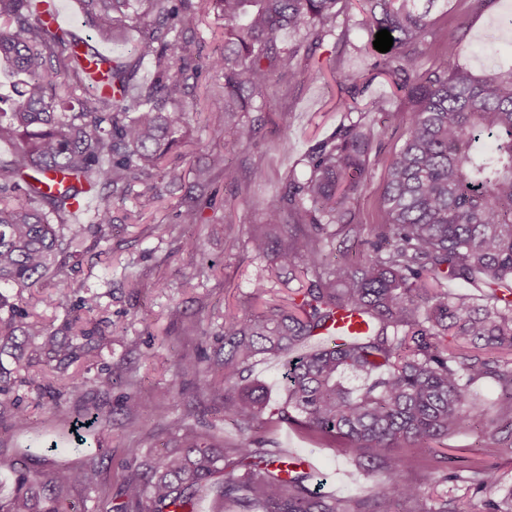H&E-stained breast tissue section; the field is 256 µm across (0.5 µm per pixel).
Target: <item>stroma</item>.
I'll return each mask as SVG.
<instances>
[{"instance_id": "1", "label": "stroma", "mask_w": 512, "mask_h": 512, "mask_svg": "<svg viewBox=\"0 0 512 512\" xmlns=\"http://www.w3.org/2000/svg\"><path fill=\"white\" fill-rule=\"evenodd\" d=\"M60 7L74 35L112 56L127 55L138 39L133 31L124 43L96 41L94 23L84 14L81 0H61ZM431 17L436 36L421 46L424 66L437 62L441 39L460 18L464 21L458 44L460 66L476 76L512 67V0H438ZM359 18L356 6L347 5L339 17V34L325 37L313 55L300 57V66L322 72L320 82L282 78L270 87L261 114L262 135L235 156L234 163L244 177L252 168L262 167L271 174V181L236 195L223 177H214L200 200L202 223L187 225L178 223L177 215L194 191L193 170L224 148V114L213 104L224 92V77L207 65L209 56L222 46L224 21L211 14L199 25L198 75L190 80L187 95L199 115L186 129L182 156L169 159L171 177L165 179L158 199L145 203L130 198L113 208L109 238L86 241L82 256L71 260L66 269L79 296L98 301L91 315L101 329L95 337L96 357L71 366L85 378V385L70 388L67 374L49 371L45 359L17 362L9 354L0 355V363L10 369L13 380L8 399L27 416L20 425L9 420L0 423V498L13 491L15 467L22 465L33 472L42 468L45 448L51 442L60 449L56 463L80 467L91 457L99 463L96 489L76 487L69 493L78 512H113L129 463L126 449L136 447L147 456L162 453L174 434L175 421L194 424L203 419L213 424L216 435L227 444L239 442L234 427L223 419L221 402L197 389L196 376L178 374L174 362L181 356H197L201 348H213L225 315L248 309L253 279L264 265L244 246L248 226L262 222L264 200L277 192L298 160L344 120L338 104L349 97L350 90L337 86L329 71L341 67L368 80L360 103L380 99L390 109L410 108L403 94L394 92L383 77L374 76L368 37L358 25ZM405 137L404 127L392 126L375 139L372 177L356 205L358 222H378L385 162ZM284 141L289 142V151H281ZM224 222L232 227L230 235L213 234V225ZM188 237L196 240V251L185 248ZM203 266L208 267V275H199ZM54 289L55 281L49 278L27 289L24 297L35 319L56 329L70 319L72 305L48 304ZM37 373L45 374L46 391L30 386L29 377ZM115 375L122 380L120 386L106 393L96 391L95 381ZM144 394L151 395L152 404L138 415L136 425H129L120 408L128 398ZM480 394L490 417L473 431L451 435L432 448L402 449L405 455L429 460V467L417 465L409 471L422 482L427 499L452 497L464 502L468 512H480L478 496L467 484L440 482L444 470L486 464L494 467L505 486H512V447L492 442L498 428L494 416L500 390L490 382L481 387ZM86 400L107 404L117 413L112 422L89 434L86 450L74 451L69 447L71 423L59 417L56 408L75 409ZM278 437L285 448L312 463L325 490L350 497L370 488V481L349 456L333 448L314 447L286 426Z\"/></svg>"}]
</instances>
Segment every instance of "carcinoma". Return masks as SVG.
Wrapping results in <instances>:
<instances>
[{
  "mask_svg": "<svg viewBox=\"0 0 512 512\" xmlns=\"http://www.w3.org/2000/svg\"><path fill=\"white\" fill-rule=\"evenodd\" d=\"M100 21L96 35L114 43L135 29L130 55L101 71L100 91L78 94L72 78L91 81L90 62L71 34L31 22L29 0H0V74L11 93L0 94V143L13 147L0 159V284L32 288L58 276L51 304L76 292L62 273L82 238L106 237L114 205L131 194L154 200L169 174L166 161L181 144L196 109L186 100L196 75L194 30L211 9L224 19V47L209 67L224 74V150L195 174L205 187L212 176L237 190L266 180L259 168L240 181L233 156L254 143L274 77L319 78L298 66L333 34L344 0H82ZM374 36L389 30L393 46L374 54L373 70L414 102L410 111L344 101L346 121L312 146L300 163L303 178L289 175L264 206V223L250 225L246 246L271 267L303 273L305 285L288 303L268 298V279L256 276L257 307L224 321L223 351L201 366L180 357L179 373L200 374V391L221 400L224 421L239 433L228 447L197 425L176 426L165 452L139 461L122 476L116 512H195L201 492L219 496L216 512H461L452 498L432 504L407 477L397 449L464 431L484 414L474 386L494 381L506 437L512 440V68L481 77L456 64V40L442 43L439 63L424 67L417 44L432 34L420 0H359ZM288 29L307 30L306 43L280 44ZM152 77H140L143 66ZM406 126L400 149L385 164L380 221L356 222L354 204L371 177L375 121ZM140 191H135V188ZM479 282L480 298L444 287L445 281ZM97 307L79 300L71 334L31 319L21 294L0 293V352L33 359L53 352L55 369L94 357L92 330L83 316ZM356 312L369 330L336 347L321 331L341 312ZM284 358L286 399L268 409L263 384L251 378L265 358ZM366 383L350 389L344 374ZM57 412L81 430L112 421V409L88 402L74 414ZM294 427L309 440L361 461L382 479L353 499L313 485L314 470L273 437ZM474 479L454 469L444 481L469 483L482 512H512V487L483 465ZM97 469L53 465L15 472L0 512H69L66 492L97 486Z\"/></svg>",
  "mask_w": 512,
  "mask_h": 512,
  "instance_id": "obj_1",
  "label": "carcinoma"
}]
</instances>
